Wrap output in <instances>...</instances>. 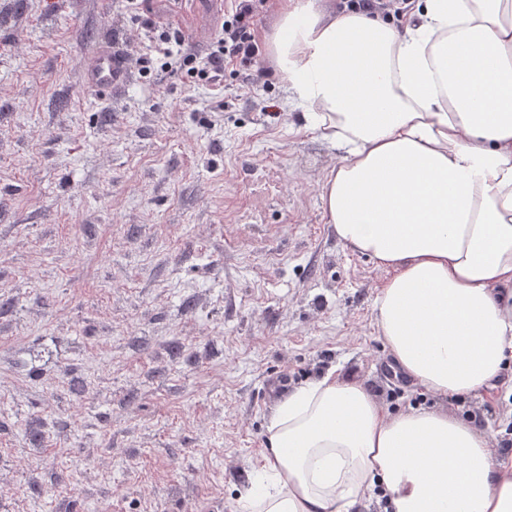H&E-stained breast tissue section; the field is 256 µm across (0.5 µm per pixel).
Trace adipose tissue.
Instances as JSON below:
<instances>
[{
	"instance_id": "ef3b65f1",
	"label": "adipose tissue",
	"mask_w": 512,
	"mask_h": 512,
	"mask_svg": "<svg viewBox=\"0 0 512 512\" xmlns=\"http://www.w3.org/2000/svg\"><path fill=\"white\" fill-rule=\"evenodd\" d=\"M268 52L310 129L345 148L337 240L392 275L373 304L400 370L439 398L500 389L512 358V0H424L396 28L283 0ZM493 107H486V100ZM512 512V461L473 421L393 413L331 371L277 400L240 512Z\"/></svg>"
}]
</instances>
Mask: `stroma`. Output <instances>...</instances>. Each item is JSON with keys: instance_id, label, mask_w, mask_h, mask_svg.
<instances>
[{"instance_id": "35a3bbf8", "label": "stroma", "mask_w": 512, "mask_h": 512, "mask_svg": "<svg viewBox=\"0 0 512 512\" xmlns=\"http://www.w3.org/2000/svg\"><path fill=\"white\" fill-rule=\"evenodd\" d=\"M147 8L206 51L214 9ZM97 45L126 61L109 93ZM148 45L121 0H0V512H237L276 399L392 384L389 274L322 208L342 151L278 71L150 81ZM431 404L512 422L494 393ZM127 78L126 67L120 55L112 50V46L96 49L84 70L85 84L102 91L123 85Z\"/></svg>"}]
</instances>
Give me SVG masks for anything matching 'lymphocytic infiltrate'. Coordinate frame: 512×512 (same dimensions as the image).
<instances>
[{"instance_id":"1","label":"lymphocytic infiltrate","mask_w":512,"mask_h":512,"mask_svg":"<svg viewBox=\"0 0 512 512\" xmlns=\"http://www.w3.org/2000/svg\"><path fill=\"white\" fill-rule=\"evenodd\" d=\"M268 0H226L224 18L206 52H198L188 35L169 24L148 19L149 51L139 59L140 73L148 79L163 73L179 75L185 85H220L227 67L247 71L251 82L267 77L262 48L252 24L267 9Z\"/></svg>"}]
</instances>
